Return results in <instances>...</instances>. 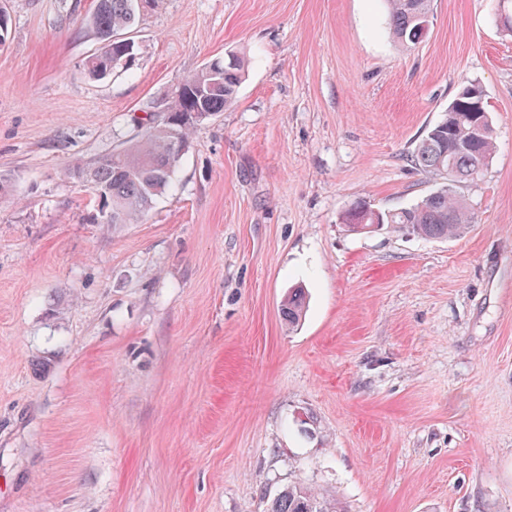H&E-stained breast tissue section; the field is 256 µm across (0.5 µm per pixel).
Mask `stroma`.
Returning <instances> with one entry per match:
<instances>
[{"instance_id":"obj_1","label":"stroma","mask_w":512,"mask_h":512,"mask_svg":"<svg viewBox=\"0 0 512 512\" xmlns=\"http://www.w3.org/2000/svg\"><path fill=\"white\" fill-rule=\"evenodd\" d=\"M0 512H263L290 483L341 512H512V38L497 0H164L136 63L94 82L95 0H0ZM235 52V102L135 224L89 220L65 168ZM495 138L430 239L350 230L409 207L411 161L459 88ZM307 312L283 320L291 288ZM394 41L411 48L426 37L431 18V0H385ZM427 23V27L422 24Z\"/></svg>"}]
</instances>
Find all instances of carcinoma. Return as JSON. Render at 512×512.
I'll return each instance as SVG.
<instances>
[{"label":"carcinoma","instance_id":"carcinoma-1","mask_svg":"<svg viewBox=\"0 0 512 512\" xmlns=\"http://www.w3.org/2000/svg\"><path fill=\"white\" fill-rule=\"evenodd\" d=\"M96 0L89 23L102 41L101 47L85 59L84 68L94 81L106 78L114 70L128 71L136 62L137 48H128L123 35L136 26L145 12L160 6L162 0ZM394 41L411 48L426 37L430 23L431 0H385ZM246 61L234 54L213 68H202L166 98L161 108L167 120L155 122L154 113L138 119L140 131L120 150L102 155L91 162L75 164L64 171V178L83 183L85 178L105 192L92 219L112 227L131 224L139 219L166 192L176 165L198 126L203 112L214 117L234 100L245 73ZM483 98L478 83L463 85L444 118L421 139L413 162L426 173L443 176L444 182L410 207L382 210V222L398 231L426 238L459 235L474 216L459 194V184L483 175L494 152L493 122L484 111L474 107ZM373 222V207L360 200L342 217L351 230L360 220ZM306 292L297 287L282 304V314L289 324L300 321L306 309ZM264 512H340L334 503L315 490L290 484L266 502Z\"/></svg>","mask_w":512,"mask_h":512}]
</instances>
